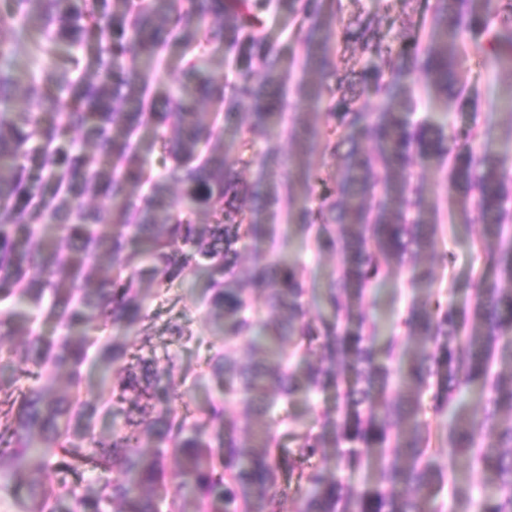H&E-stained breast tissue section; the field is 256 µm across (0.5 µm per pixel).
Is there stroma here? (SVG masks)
<instances>
[{"label": "stroma", "mask_w": 512, "mask_h": 512, "mask_svg": "<svg viewBox=\"0 0 512 512\" xmlns=\"http://www.w3.org/2000/svg\"><path fill=\"white\" fill-rule=\"evenodd\" d=\"M431 5L432 0H346L342 16L347 19L361 12L393 31L426 35L430 32ZM264 33L267 40L280 50L283 66L288 72L287 90L283 96L288 133L270 142L255 144L252 148L254 160L243 166L242 173L248 181L260 180L270 186L284 178L297 181L304 150V135L298 116L309 111L310 106L300 102L295 92L302 76L299 61L303 53L298 40V19L281 15L267 22ZM459 79L470 92L476 93V102L462 103L435 96L426 87L421 74L416 72L399 73L394 76L393 83L399 96L414 101V119H422L432 112H443L447 115L448 135L459 136L470 129L482 131L487 143L503 149L504 166L512 173V150L505 148L506 143H512V110L502 101L503 88L483 57L470 49L465 52ZM342 167V157L326 158L320 166L319 182L309 192H297L294 199H281L272 218L273 223H288L290 213L302 205H317L320 194L335 187L336 176ZM409 176L411 182L423 184L426 204L435 208L436 221L443 226L434 249L423 256L424 261L434 268V289L444 303L460 305L471 301L474 277L492 270L485 251L479 246L482 225L477 216L462 218L458 195L448 180L446 169L416 161L409 169ZM289 253L291 258L306 266V286L310 289L324 286L339 263L338 255L315 254L310 241L302 235H292ZM413 261V256H405L384 285L355 298L354 306L381 320L391 319L400 305V297L410 294L409 275ZM205 293L204 278L189 271L180 280L152 293L148 300V312L155 323L154 349L160 356L167 353L176 355L180 370L174 375V385L185 393L194 408L207 407L217 396L216 385L205 369L213 341L212 326L205 321L200 305ZM172 323L184 327L191 337L190 342L172 343L164 337L165 326Z\"/></svg>", "instance_id": "1"}]
</instances>
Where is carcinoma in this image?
I'll return each mask as SVG.
<instances>
[{
    "mask_svg": "<svg viewBox=\"0 0 512 512\" xmlns=\"http://www.w3.org/2000/svg\"><path fill=\"white\" fill-rule=\"evenodd\" d=\"M301 19L299 96L316 111L301 113L307 155H334L339 127L374 144L352 148L337 187L295 224L242 223L246 205L271 212L280 192L262 195L241 177L243 152L280 134L279 91L288 75L279 50L261 33L263 19ZM338 21L314 0H9L0 17V326H19L22 352L0 346V492L16 512H282L286 485L296 484L297 512H445L437 502L443 473L433 449L485 473L478 496L455 498L453 512H512V238L505 235L509 175L478 134L448 138L431 116L414 122L413 104L396 97L385 72L419 69L436 95L455 91L460 46L471 42L497 60L512 96V0H435L432 39L399 33L388 40L358 14L342 29L367 61L363 88L386 100L372 115L355 96L336 97L334 46L323 36ZM34 45L37 66L22 70L15 50ZM181 51V78L165 105L146 104L164 67V51ZM235 64L231 84L214 65ZM22 92L35 109L13 108ZM249 106L248 136L224 143L219 118ZM324 112H319V109ZM333 124L318 127L321 116ZM149 124L161 132L148 145L133 140ZM158 154L152 165V154ZM448 164L483 226L495 278L473 280V299L442 304L431 272L411 268L412 295L391 332L354 312L352 293L383 282L403 261L402 239L430 250L440 225L423 219L424 195L406 171L412 155ZM102 197L106 204L91 206ZM418 212L408 223L407 210ZM312 235L315 251L339 250L318 297L328 313L312 317L305 266L277 253L248 280L234 276L239 244L266 233L288 243L291 228ZM189 268L209 277L205 319L222 337L207 368L219 398L190 410L165 361L134 350L151 341L145 281L170 284ZM425 291L422 298L417 292ZM55 323L57 335L38 322ZM245 341L244 361L238 345ZM94 359L108 377L86 396L82 367ZM445 372L448 392L434 399L433 422L422 395ZM63 376L56 389L46 377ZM20 378L31 384L16 386ZM333 388L335 418L316 414L297 429L276 413L295 396ZM486 397L482 412L467 396ZM246 401L244 434L230 406ZM287 437L295 447L286 449ZM179 462L169 488L166 461ZM334 460L338 475L325 464ZM377 467L376 483L353 492L341 476ZM98 472L82 483V469ZM118 476L109 478L106 473Z\"/></svg>",
    "mask_w": 512,
    "mask_h": 512,
    "instance_id": "obj_1",
    "label": "carcinoma"
}]
</instances>
